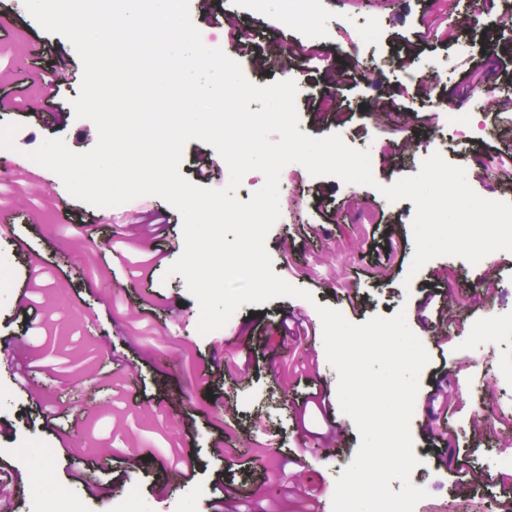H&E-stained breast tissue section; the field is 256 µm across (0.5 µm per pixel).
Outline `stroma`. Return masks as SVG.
<instances>
[{
    "mask_svg": "<svg viewBox=\"0 0 512 512\" xmlns=\"http://www.w3.org/2000/svg\"><path fill=\"white\" fill-rule=\"evenodd\" d=\"M220 2L216 15L190 8L203 43L231 56L238 23L262 32L267 62L255 67L240 59L244 76L259 86L294 80L300 131L336 133L368 151L375 183L347 184L287 165L279 179L281 215L266 248L274 272L312 300L245 304L232 325L201 334L199 306L183 277L166 274L184 249L181 214L149 195L123 203L113 209V223H102V208L74 198L58 175L29 159L48 139L88 151L98 132L72 114L79 83L62 85L56 98L67 121L49 117L38 102L43 71L63 61L81 68L73 45L41 28L24 0H0V162L9 168L0 174V224L16 228L15 239H0V350H21L11 365H0V426L13 427L0 433V467L17 485L14 512H29L37 495L55 512L67 504L76 512H112L116 500L128 501L131 512H209L217 497L224 512H247L263 499L296 512L281 493L297 479L332 498L361 437L340 409L320 305L354 324L405 312L431 354L410 422L419 460L411 481L427 492L419 512L433 504L500 512L507 495L495 479L512 475V436L501 425L512 418V383L496 369L512 360V252L474 265L439 256L411 272L414 204L388 201L380 189L417 174L437 153L464 167L479 196L512 203V179L489 181L482 173L488 155H512V111L476 96L471 74L496 69L495 92L512 97V60L498 53L512 43V0H485L495 25L464 29L458 20L471 13L470 0H322L312 24L323 37L315 43L305 38L308 23L283 25L284 0L262 16L250 14L245 0ZM326 98L334 111L322 110ZM457 114L477 117L484 126L478 138L456 136L448 118ZM34 173L46 187L32 183ZM156 212L165 229L115 258L123 249L120 225ZM159 252L165 258L152 281L129 276L128 261ZM353 292L365 299L361 311L344 299ZM430 292L436 298L428 327L417 306ZM284 318L302 321L305 341L286 348L268 341L267 329ZM441 329L450 337L444 375L432 355ZM222 350L251 356L248 381L217 370ZM441 382L456 403L448 420L456 442L447 450L425 430L426 400ZM314 385L329 394L326 411L302 406ZM43 406L68 409L60 424L72 445L46 427ZM224 427L242 445L217 460L210 443ZM336 427L344 430L342 444L324 453L315 437ZM446 455L466 459L482 482L456 485ZM74 470L81 479L71 478Z\"/></svg>",
    "mask_w": 512,
    "mask_h": 512,
    "instance_id": "35a3bbf8",
    "label": "stroma"
}]
</instances>
